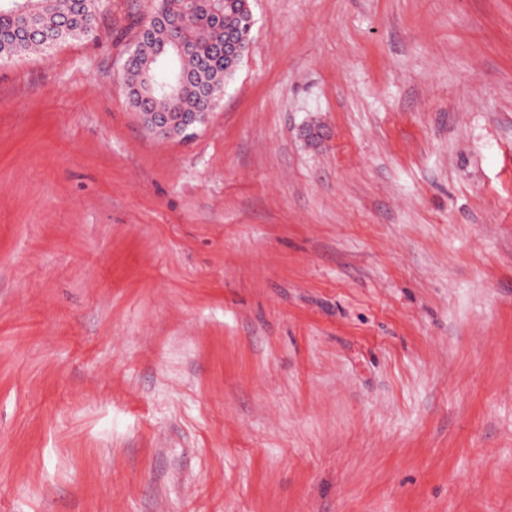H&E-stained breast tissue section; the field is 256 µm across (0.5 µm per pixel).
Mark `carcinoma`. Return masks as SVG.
Returning a JSON list of instances; mask_svg holds the SVG:
<instances>
[{"instance_id":"obj_1","label":"carcinoma","mask_w":512,"mask_h":512,"mask_svg":"<svg viewBox=\"0 0 512 512\" xmlns=\"http://www.w3.org/2000/svg\"><path fill=\"white\" fill-rule=\"evenodd\" d=\"M249 7L250 0H157L165 23L139 33L137 48L125 60L128 98L138 95L142 73L159 67L156 50L169 29L188 47L180 62L188 81L177 97H157L154 108L178 115L195 112L202 84L220 95L234 65L224 46L232 40L247 45ZM98 9L99 0H63L61 5L58 0H0V58L47 53L64 40L88 36L96 29Z\"/></svg>"}]
</instances>
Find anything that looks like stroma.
<instances>
[{"label": "stroma", "mask_w": 512, "mask_h": 512, "mask_svg": "<svg viewBox=\"0 0 512 512\" xmlns=\"http://www.w3.org/2000/svg\"><path fill=\"white\" fill-rule=\"evenodd\" d=\"M155 6L0 59V512H512V0H251L189 138Z\"/></svg>", "instance_id": "1"}]
</instances>
